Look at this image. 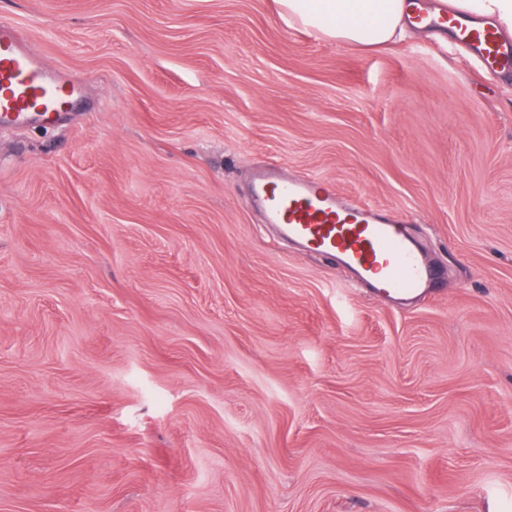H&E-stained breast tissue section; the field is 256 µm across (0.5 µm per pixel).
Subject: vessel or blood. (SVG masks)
Listing matches in <instances>:
<instances>
[{
	"label": "vessel or blood",
	"instance_id": "1",
	"mask_svg": "<svg viewBox=\"0 0 512 512\" xmlns=\"http://www.w3.org/2000/svg\"><path fill=\"white\" fill-rule=\"evenodd\" d=\"M416 20L455 29L485 68L512 72V43L492 28L463 25L447 13L420 14ZM77 96V87L26 44L17 26L0 21V122L26 121L38 116L46 100L60 105ZM251 199L282 237L332 259L377 294L407 301L439 282L437 267L424 259L405 220L352 204L326 182L287 176L269 166L255 171Z\"/></svg>",
	"mask_w": 512,
	"mask_h": 512
}]
</instances>
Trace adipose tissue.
Wrapping results in <instances>:
<instances>
[{"label": "adipose tissue", "instance_id": "adipose-tissue-1", "mask_svg": "<svg viewBox=\"0 0 512 512\" xmlns=\"http://www.w3.org/2000/svg\"><path fill=\"white\" fill-rule=\"evenodd\" d=\"M279 17L291 27L350 46L386 47L405 39L406 0H275ZM455 14L471 21L490 19L512 34V0H449Z\"/></svg>", "mask_w": 512, "mask_h": 512}]
</instances>
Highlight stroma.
I'll use <instances>...</instances> for the list:
<instances>
[{"instance_id": "1", "label": "stroma", "mask_w": 512, "mask_h": 512, "mask_svg": "<svg viewBox=\"0 0 512 512\" xmlns=\"http://www.w3.org/2000/svg\"><path fill=\"white\" fill-rule=\"evenodd\" d=\"M82 105L0 125V512H512V74L274 0H0ZM263 165L408 218L401 305Z\"/></svg>"}]
</instances>
